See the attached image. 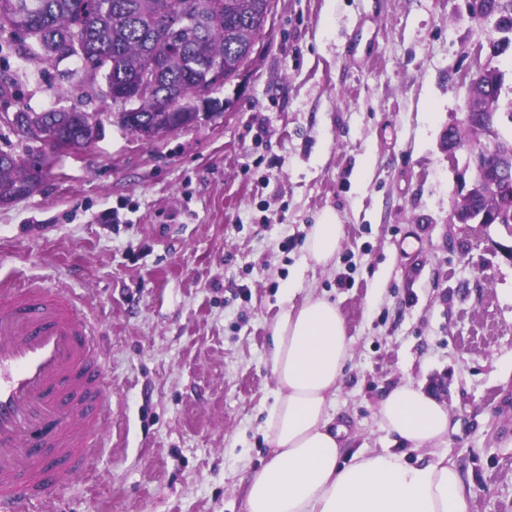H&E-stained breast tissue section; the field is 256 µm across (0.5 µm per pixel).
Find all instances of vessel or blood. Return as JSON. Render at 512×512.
I'll list each match as a JSON object with an SVG mask.
<instances>
[{
  "instance_id": "1",
  "label": "vessel or blood",
  "mask_w": 512,
  "mask_h": 512,
  "mask_svg": "<svg viewBox=\"0 0 512 512\" xmlns=\"http://www.w3.org/2000/svg\"><path fill=\"white\" fill-rule=\"evenodd\" d=\"M110 405L95 328L70 295L0 288V512H49Z\"/></svg>"
}]
</instances>
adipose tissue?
I'll return each mask as SVG.
<instances>
[{
  "instance_id": "1",
  "label": "adipose tissue",
  "mask_w": 512,
  "mask_h": 512,
  "mask_svg": "<svg viewBox=\"0 0 512 512\" xmlns=\"http://www.w3.org/2000/svg\"><path fill=\"white\" fill-rule=\"evenodd\" d=\"M342 238L336 213L323 212L306 237L308 259L330 266ZM271 340V456L248 476L244 512H471L458 466L436 451L450 430L448 407L422 387L398 385L379 405L399 449L346 451L334 397L353 342L336 303L310 293L289 304Z\"/></svg>"
}]
</instances>
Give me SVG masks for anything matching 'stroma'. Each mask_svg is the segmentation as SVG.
Masks as SVG:
<instances>
[{"instance_id": "obj_1", "label": "stroma", "mask_w": 512, "mask_h": 512, "mask_svg": "<svg viewBox=\"0 0 512 512\" xmlns=\"http://www.w3.org/2000/svg\"><path fill=\"white\" fill-rule=\"evenodd\" d=\"M227 113L145 142L109 99H80L77 60L38 64L0 32V149L34 148L4 119L101 113L90 150L60 154L35 194L0 205V285L73 296L94 324L112 416L55 512H244L265 463L270 327L307 293L354 341L336 392L346 446L390 448L394 386L442 395L471 512H512V233L450 223L465 153L441 149L472 49L496 38L467 0H276ZM326 210L343 229L307 259ZM343 238V226L335 212L324 211L316 224H311L305 241L307 258L314 265L327 268L336 258Z\"/></svg>"}]
</instances>
